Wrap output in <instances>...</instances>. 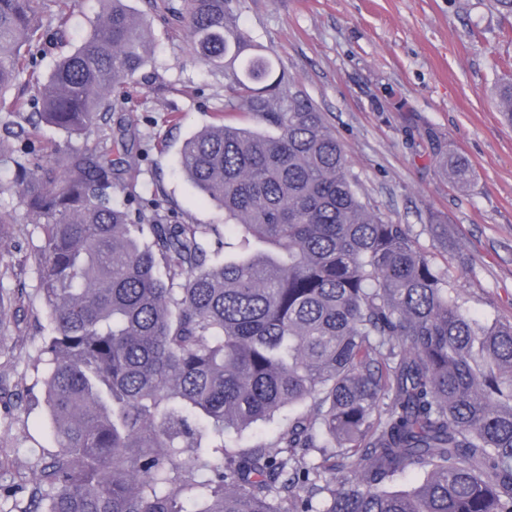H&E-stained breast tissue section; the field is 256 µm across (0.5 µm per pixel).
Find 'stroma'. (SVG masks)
<instances>
[{"label": "stroma", "instance_id": "stroma-1", "mask_svg": "<svg viewBox=\"0 0 512 512\" xmlns=\"http://www.w3.org/2000/svg\"><path fill=\"white\" fill-rule=\"evenodd\" d=\"M180 2L128 0L154 35L144 79L116 90L106 121L82 137L41 133L86 154L126 140L133 162L119 164L114 197L129 201L136 224L223 223L181 173L180 148L218 122L269 129L246 107L226 109L229 82L194 52L170 11ZM227 9L250 53L283 65L291 95L323 112L361 200L408 226L464 309L489 323L512 320V124L494 95L512 76V16L489 0H227ZM449 154L469 161L470 185L452 182ZM0 211L15 219L0 238V288L22 297L0 333V485L8 486L54 442L39 404L47 314L28 260L40 232L2 170ZM435 223L447 225V244L432 236Z\"/></svg>", "mask_w": 512, "mask_h": 512}]
</instances>
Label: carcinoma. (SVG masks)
Masks as SVG:
<instances>
[{
  "label": "carcinoma",
  "instance_id": "1",
  "mask_svg": "<svg viewBox=\"0 0 512 512\" xmlns=\"http://www.w3.org/2000/svg\"><path fill=\"white\" fill-rule=\"evenodd\" d=\"M81 44L70 0H0V163L14 166L48 310L45 404L56 451L0 512H512V322L462 310L409 229L368 210L345 150L226 0H184L173 16L233 99L276 134L224 123L186 141L180 167L219 224L132 233L114 202L112 152L32 148L38 123L81 135L135 84L153 36L125 0H98ZM31 88L12 93L19 85ZM512 122V79L496 89ZM37 103L39 122L24 118ZM458 184L462 156L445 159ZM236 251L209 262L210 241ZM310 404L272 440L202 446ZM417 483L399 489L407 471ZM210 477L198 480L199 474ZM79 1L74 3V12L72 14L67 40L69 44L60 49L53 45L46 47V56L40 63L39 70L43 73L48 72L53 58L62 51L69 50L72 46L78 45L84 35L87 17H93L99 10V5L96 0H74Z\"/></svg>",
  "mask_w": 512,
  "mask_h": 512
}]
</instances>
